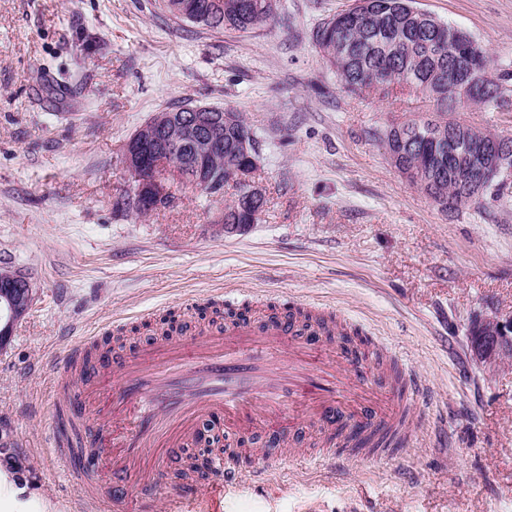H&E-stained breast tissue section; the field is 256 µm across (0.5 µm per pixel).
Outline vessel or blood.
<instances>
[{
  "label": "vessel or blood",
  "instance_id": "1",
  "mask_svg": "<svg viewBox=\"0 0 512 512\" xmlns=\"http://www.w3.org/2000/svg\"><path fill=\"white\" fill-rule=\"evenodd\" d=\"M85 354L84 344L75 343L64 364L75 376L72 421L87 430L74 444L54 433L52 447L67 458L91 512H157L162 502L154 488L171 457L190 466L186 451L197 442L201 417L223 419L234 440L211 451L206 475L173 485L163 502L168 512H201L225 490L264 481L286 463L325 469L399 458L410 437L407 410L425 396L418 381L396 384L376 363L300 331L284 314L256 325L233 320L166 335L128 352L100 353L88 365ZM278 417L287 419L288 430L268 438V421ZM305 417L331 430L373 426L392 444L353 455L326 438L310 453L296 445ZM257 455L262 465L241 467Z\"/></svg>",
  "mask_w": 512,
  "mask_h": 512
}]
</instances>
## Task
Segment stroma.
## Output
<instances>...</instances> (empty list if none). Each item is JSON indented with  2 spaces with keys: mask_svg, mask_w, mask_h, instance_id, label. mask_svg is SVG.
<instances>
[{
  "mask_svg": "<svg viewBox=\"0 0 512 512\" xmlns=\"http://www.w3.org/2000/svg\"><path fill=\"white\" fill-rule=\"evenodd\" d=\"M352 0H276L274 18L213 31L163 0H0V266L35 299L0 347V423L20 451L0 483L10 512H86L48 445L49 391L83 336L132 350L166 314L213 308L259 322L294 306L366 332L422 377L408 456L315 472L284 465L227 490L215 512H512V363L482 374L471 316H512V202L444 211L391 163L376 133L431 116L396 92L348 95L316 44ZM491 52L512 89V0H415ZM242 114L250 179L267 203L224 234L226 200L173 184L168 207L116 209L125 145L185 104Z\"/></svg>",
  "mask_w": 512,
  "mask_h": 512,
  "instance_id": "obj_1",
  "label": "stroma"
}]
</instances>
